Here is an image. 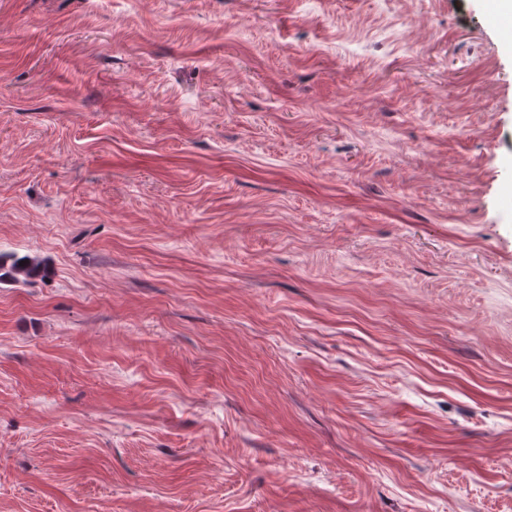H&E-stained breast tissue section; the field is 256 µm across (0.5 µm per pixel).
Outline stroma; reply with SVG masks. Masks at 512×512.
I'll list each match as a JSON object with an SVG mask.
<instances>
[{"label": "stroma", "mask_w": 512, "mask_h": 512, "mask_svg": "<svg viewBox=\"0 0 512 512\" xmlns=\"http://www.w3.org/2000/svg\"><path fill=\"white\" fill-rule=\"evenodd\" d=\"M0 512H512V0H0ZM21 261H25L24 266H20ZM50 273V267L42 259L0 252V284L46 279Z\"/></svg>", "instance_id": "35a3bbf8"}]
</instances>
